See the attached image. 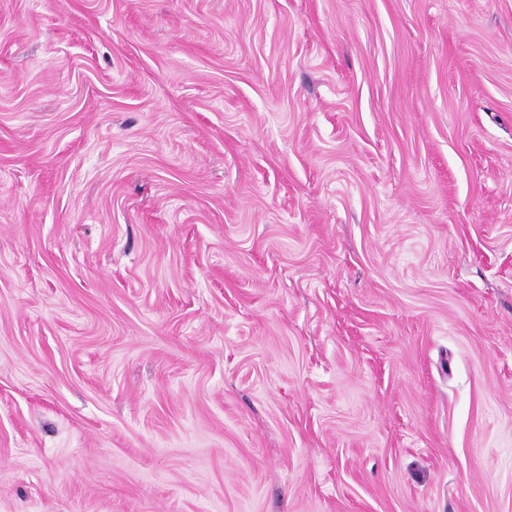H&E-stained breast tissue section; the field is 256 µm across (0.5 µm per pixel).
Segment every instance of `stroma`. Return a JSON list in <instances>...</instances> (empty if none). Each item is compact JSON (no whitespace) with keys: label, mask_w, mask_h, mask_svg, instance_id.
<instances>
[{"label":"stroma","mask_w":512,"mask_h":512,"mask_svg":"<svg viewBox=\"0 0 512 512\" xmlns=\"http://www.w3.org/2000/svg\"><path fill=\"white\" fill-rule=\"evenodd\" d=\"M0 512H512V0H0Z\"/></svg>","instance_id":"stroma-1"}]
</instances>
